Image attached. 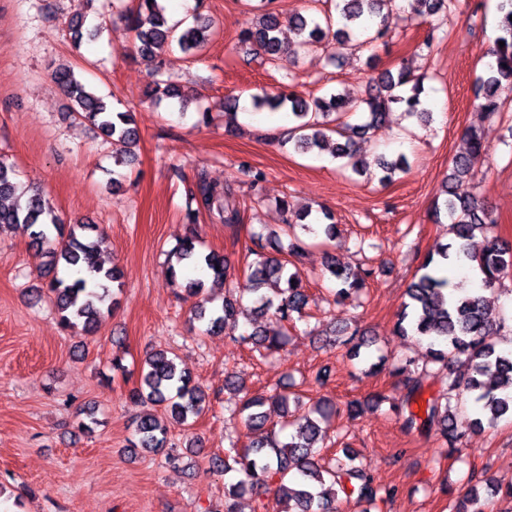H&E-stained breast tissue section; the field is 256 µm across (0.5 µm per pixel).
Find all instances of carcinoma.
I'll return each instance as SVG.
<instances>
[{
	"label": "carcinoma",
	"mask_w": 512,
	"mask_h": 512,
	"mask_svg": "<svg viewBox=\"0 0 512 512\" xmlns=\"http://www.w3.org/2000/svg\"><path fill=\"white\" fill-rule=\"evenodd\" d=\"M124 0H114L113 7L134 33L135 51L143 58L156 62V78L143 92V98L161 103L175 100L185 106L187 94L181 86L162 79L165 50L173 45L183 53L195 55L202 51L215 32V22L200 14L192 19L171 21L161 0H136L131 9ZM386 0H336V14L305 15L297 12L288 18V26L296 35L294 44L285 43L280 34L283 21L272 11H265L255 24L241 30L238 42L248 52L261 59V64L274 69L284 68V62L296 65L312 49L323 46L327 59L335 60L336 50L350 42L354 31L369 32L368 42H384L389 37L388 15L382 14ZM413 13L432 18L423 44L431 46L439 34L446 33L445 20L461 6V0H407ZM499 34L488 55L487 77L480 80L475 101L484 118L491 120L499 114L503 100L512 96V0H499ZM383 16L377 27L367 21ZM505 46H500V43ZM54 82L70 99L71 114L80 123H89L110 142L118 146L114 164L128 166L136 160L132 148L140 139L134 113L116 112L104 97L79 79L73 69L62 67L54 74ZM424 77L415 76L406 66L397 71L387 70L370 87L367 97L351 100L337 91L327 96L305 99L295 93L276 94L254 99L257 107L272 111L284 110L291 117L288 142L294 150L309 153L329 151L341 162V167L355 172L363 166L359 157L360 143L370 140L387 120L393 108L428 123L432 112L424 107ZM465 151L452 161L450 173L441 190L442 200L436 204V219L446 218L451 224L454 239L441 244L436 254L429 255L421 266V274L407 289L409 302L404 305L394 324L397 336H414L426 346L427 362L440 365L442 381L448 392L427 401L426 417L422 427L435 430L441 440L454 448L461 441L452 403L472 402L476 417L471 425L481 429L499 419L512 415V351L498 347L496 336L502 322L487 304L483 292L492 290L502 279L512 275V242L490 235L496 224L492 213L485 209L469 191L471 158L485 150L478 129L470 127L463 134ZM382 172L380 181L388 182L399 170L407 167L400 156L394 161L380 157L376 161ZM187 206V219L194 224L200 211L217 212L226 225L240 222L228 187H219L201 178L197 192ZM280 209L289 215L285 219L291 240L283 244L278 239L257 243L250 250L254 259L248 265L246 283L234 282L237 295L224 298L201 299L193 308L194 318L205 325V334L219 335L224 325L235 322L253 304L256 321L251 332L238 337L245 344L264 348L269 354L282 350L288 336V326L302 320L309 305V295L299 269H290L285 255L302 251L303 241L297 230L325 239L336 238V225L301 223L309 215L303 211L290 214L288 201L279 202ZM9 227L41 247L46 258L43 275L49 277L46 288L52 295L60 323L66 330L79 334L95 332L104 319L118 305L121 271L100 260L105 243L104 234L95 224H66L50 208L41 195L22 188L14 166L0 159V229ZM176 264L168 269L169 283L184 290L189 297H198L204 281L179 276L176 265L200 270L220 280H229L230 266L224 255L211 250L204 252L196 232L181 239L171 250ZM463 264L478 268L483 275L482 287L466 290L453 282L451 273ZM335 279L336 295L341 299L364 288L372 279L371 266L349 269L332 261L326 266ZM274 281L273 295L264 291L268 281ZM336 341L351 345L355 356H360L370 341L348 335L347 328L334 330ZM415 362L407 360L393 369L407 374L408 400L421 391L423 376H410ZM225 387L241 395L238 403L229 409L230 415L240 418L252 430H265L249 448L237 449L234 432L227 439L235 455L213 462V467L224 473L233 472L235 480L224 484V512H235L240 494L249 491L255 495L273 485L284 503L279 512H338V495L356 497L357 502L373 503L379 493L374 479L363 465L355 464V457L336 460L333 465L319 463V442L325 431L319 421H329L333 405L323 401L313 409L287 422L292 432L285 436L276 426H267L270 412L276 411L288 418L289 397L284 392L251 393L246 386L229 376ZM130 396L150 407L135 420L137 440L132 447L148 452H160L169 447L170 425H187L202 415L207 396L190 373L178 368L175 358L166 350L147 354L140 378L130 390ZM161 407L166 420H161L153 409ZM478 479L456 501L454 512H484Z\"/></svg>",
	"instance_id": "1"
}]
</instances>
